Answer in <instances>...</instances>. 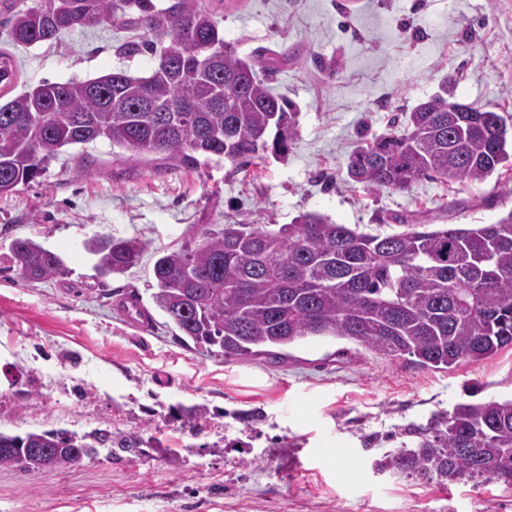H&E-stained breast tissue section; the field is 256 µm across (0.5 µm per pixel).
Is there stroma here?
Wrapping results in <instances>:
<instances>
[{
  "mask_svg": "<svg viewBox=\"0 0 512 512\" xmlns=\"http://www.w3.org/2000/svg\"><path fill=\"white\" fill-rule=\"evenodd\" d=\"M240 57L299 108L288 153L250 171L192 170L163 156L68 148L37 182L0 197V432H109L76 465L0 469V512H512V489L386 469L460 402L512 398V347L448 371L346 340L313 338L282 360L227 359L183 345L154 308L149 271L195 225L287 224L314 211L370 234L409 224H490L512 211V171L478 185L422 179L406 192L346 173L362 141L448 89L512 114V0H203ZM107 24L49 45L12 44L0 105L40 82L92 79L117 63ZM144 245L138 266L96 278L82 243ZM30 238L69 273L2 274L5 245ZM135 291L152 329L127 327L114 296ZM203 412L188 421L186 408Z\"/></svg>",
  "mask_w": 512,
  "mask_h": 512,
  "instance_id": "35a3bbf8",
  "label": "stroma"
}]
</instances>
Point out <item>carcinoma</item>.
Here are the masks:
<instances>
[{
    "label": "carcinoma",
    "mask_w": 512,
    "mask_h": 512,
    "mask_svg": "<svg viewBox=\"0 0 512 512\" xmlns=\"http://www.w3.org/2000/svg\"><path fill=\"white\" fill-rule=\"evenodd\" d=\"M112 22L133 32L115 54L150 52L149 74L115 67L92 80L44 82L0 106V196L37 181L64 148L98 139L154 154L166 142L163 156L177 167L224 159L237 171L297 139L296 105L224 41L200 0H40L7 19L13 43L26 47ZM446 94L416 104L403 130L356 149L349 178L403 192L430 177L483 183L512 161L507 118L450 112ZM82 247L102 279L136 266L143 252L135 240L104 235ZM6 259L28 281L68 272L60 254L29 238L12 240ZM151 274L156 308L195 348L226 359L275 357L331 337L444 371L512 346V210L493 224H411L385 235L310 211L272 227L200 225L181 248L160 253ZM99 441L0 433V468L70 467ZM384 466L449 482L512 476V399L455 404Z\"/></svg>",
    "instance_id": "cac0c4a2"
}]
</instances>
